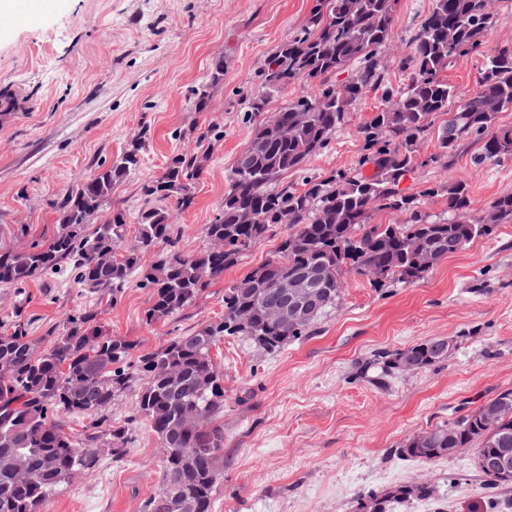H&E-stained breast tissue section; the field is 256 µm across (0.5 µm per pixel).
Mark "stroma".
<instances>
[{"label": "stroma", "instance_id": "obj_1", "mask_svg": "<svg viewBox=\"0 0 512 512\" xmlns=\"http://www.w3.org/2000/svg\"><path fill=\"white\" fill-rule=\"evenodd\" d=\"M313 0H66L62 13L17 24L0 10V246L22 250L56 229L50 199L97 172L137 138L145 148L139 172L112 200L136 226L147 201L141 187L158 176L171 154L207 155L193 205L174 211L185 252L204 249L202 233L224 199L225 176L250 142L253 125L241 101L257 92L270 55L305 25ZM431 0H397L394 40L383 54L389 85L408 77L393 60L406 53ZM224 81L206 111L188 102L208 80L215 57ZM380 92L353 104L347 122L303 173L325 176L352 167L363 139L359 128L377 112ZM215 127L221 138L176 139V132ZM435 153L434 138L419 146ZM481 144L459 143L447 163L416 169L407 192L455 178L469 185L474 209L512 192V156L475 165ZM283 228L258 241L183 312L146 323L151 291L131 275L110 303L70 279L47 274L0 286V321L15 310L31 320L33 338L50 344L78 312L104 335L134 343L141 354L197 331L224 313V290L263 263ZM445 338L444 360L398 373L380 387L359 379V363ZM212 354L224 373V481L213 512H351L362 491H387L415 479L438 488L447 512H491L512 488L490 491L475 453L441 460L403 455L416 434L451 423L498 393L512 389V222L443 260L424 280L375 288L346 277L338 307L309 336L268 354L250 342L225 338ZM121 457L104 451L97 468L61 487L41 512H142L159 480V447L146 424Z\"/></svg>", "mask_w": 512, "mask_h": 512}]
</instances>
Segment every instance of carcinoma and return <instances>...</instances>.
Segmentation results:
<instances>
[{
  "label": "carcinoma",
  "instance_id": "obj_1",
  "mask_svg": "<svg viewBox=\"0 0 512 512\" xmlns=\"http://www.w3.org/2000/svg\"><path fill=\"white\" fill-rule=\"evenodd\" d=\"M397 0H315L301 33L282 43L264 71L261 89L245 100L254 131L226 177L224 200L211 223L204 225L208 246L196 254L179 248V229L166 206L174 200L191 207L196 185L205 172L206 156L177 152L163 172L142 186L155 205L142 211L137 240L123 253L116 243L128 231L123 210L112 206V192L141 164L144 142L134 141L105 169L79 181L50 205L57 227L48 242L35 240L23 250L0 247V286L32 281L61 266L77 283L115 301L137 272L153 289L145 311L149 324L164 321L192 305L211 283L288 215L287 232L276 254L224 291V315L199 330L175 336L161 349L131 361L135 345L108 337L91 326V316L73 317L62 334L44 347L30 335V320L16 310L0 323V512H39L40 506L75 475L98 466L99 448L112 454L132 441L134 425L145 422L159 445L171 449L160 462L156 490L144 512H175L170 487L193 503L195 512H212L216 487L224 481V373L212 348L226 336L251 343L262 338L276 352L300 339L341 299L337 289L351 272L375 285L412 284L440 261L464 250L475 238L489 236L512 220V192L504 193L470 218L468 183L457 179L418 193L400 188L420 160L419 145L439 115L446 119L436 131L433 163L447 162L458 142H482L473 159L483 165L512 154V127L498 128L499 115L512 112V44L486 56L476 89L457 100L446 73L457 59L483 53L496 26L488 0H433L409 53L395 60L411 75L405 87L385 84L381 49L394 35ZM348 73L341 84L332 80ZM224 79V58L215 59L211 85L193 90L195 111L208 108L210 86ZM316 92L269 104L292 85ZM382 90V108L360 133L365 153L346 170L310 178L302 187L281 184L329 145L347 118L350 106L364 94ZM448 200L453 217L437 221L423 210L427 198ZM397 211L402 224H372V210ZM162 247L150 267L143 254ZM427 253L431 265L415 258ZM309 268H322L336 284L318 288L319 303L295 325L284 327L267 313V292L281 279ZM252 315L248 328L237 326L238 312ZM414 358L422 370L448 352L432 341L394 353L379 352L360 366L359 375L384 385L400 372L397 361ZM173 366L182 371L179 389L162 378ZM136 393L134 412L125 424L103 429L106 412L117 397ZM200 412L195 429L181 432L178 419L185 409ZM88 419L82 437L70 434L55 419L58 413ZM419 444L408 441L402 452L425 460L445 459L476 450V466L485 484L500 489L512 484L488 464L502 448L512 455V390L486 401L447 425L428 431ZM24 461L31 480L17 479L15 465ZM436 500L435 488L399 486L355 498L354 512H395L405 503Z\"/></svg>",
  "mask_w": 512,
  "mask_h": 512
}]
</instances>
